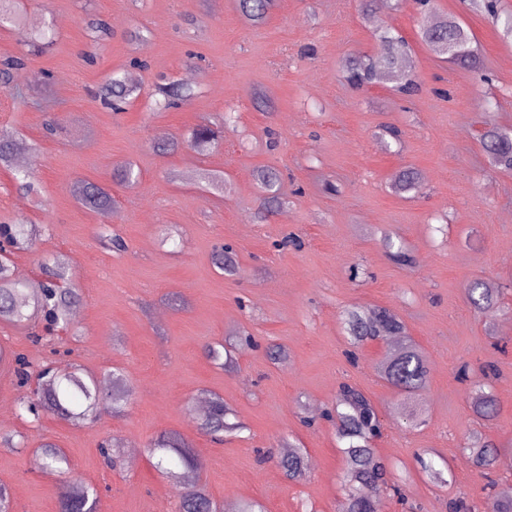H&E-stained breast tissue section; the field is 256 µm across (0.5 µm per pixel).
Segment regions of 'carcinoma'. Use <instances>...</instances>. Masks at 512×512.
Masks as SVG:
<instances>
[{
	"label": "carcinoma",
	"mask_w": 512,
	"mask_h": 512,
	"mask_svg": "<svg viewBox=\"0 0 512 512\" xmlns=\"http://www.w3.org/2000/svg\"><path fill=\"white\" fill-rule=\"evenodd\" d=\"M11 0H0V25L11 23L17 33L28 39V33L10 7ZM274 0H237L242 15L254 24L264 21ZM420 39L436 53L443 54V47L454 45V53L446 56L448 62L470 67L476 63L471 44L473 35L468 27L453 17H444L431 25L420 28ZM382 52L377 57L362 56L347 65L346 81L355 88H363L382 80L392 83L395 90L406 97L418 94L420 87L415 80L409 61L411 48L400 34L385 29L380 32ZM25 67L24 60L9 57L0 62V83L7 87L18 81ZM162 100L155 102L159 109L181 106L193 98L197 91L186 84L172 83L158 87ZM140 95V89L130 85L123 77L112 75L102 85L98 98L102 105L114 112L124 109L131 97ZM484 151L500 169L512 171V131L494 123L480 135ZM117 182L132 187L139 182V175L127 163H120L113 172ZM257 180L261 191L258 218L267 220L269 215L288 204L277 173L271 168L258 170ZM421 188L417 171L407 169L395 181L393 190L402 195ZM74 196L91 210L106 212L112 207V190L95 182L80 181L73 188ZM0 235L18 250H29L36 238L26 224H0ZM384 246L389 255L401 265L412 263L410 254L401 246L394 245L388 237ZM215 266L227 275L238 273V265L229 249L218 250L213 256ZM47 279L39 292L30 294L26 284L14 275L6 254L0 253V320L22 323L33 315H42L51 325L70 328L69 318L77 298L75 289L67 283V266L57 257H47L42 263ZM501 288H492L482 280L470 282L466 288L467 300L480 313L499 303ZM343 327L350 343L361 346L367 342L399 337V343L388 350L380 367V377L399 395L408 398L420 390L427 381L428 367L423 351L406 336L404 323L391 310L384 307H353L343 318ZM16 378L19 386L30 387L29 392L17 403L18 416L25 420L40 419V412L48 410L61 419L85 418L105 404L114 412L127 403L130 396L122 375L112 371L103 376L84 375L77 371L64 372L42 366L31 373L30 363L23 356L15 357ZM471 405L475 413L489 418L494 414L496 399L485 384L476 380L471 389ZM232 410L224 399L214 396L200 423L203 433L219 438L225 433L244 429V424L231 420ZM379 412L371 399L354 384L344 382L336 400V432L344 441L340 448L343 462L345 497L338 512H383L382 495L389 492L401 496V489L391 481L387 462L376 453L373 439L381 433ZM473 464L481 471L490 469L496 461L497 449L479 436L469 439L467 445ZM43 467L47 471L62 472L67 465L65 453L52 443L39 448ZM154 466L171 479L181 481L188 471L199 468V462L190 446L177 433L158 436L148 448ZM279 467L291 481L305 477V451L292 449L279 461ZM97 490L87 485L82 490H65L60 496L61 512H97ZM178 512H219L205 485L198 482L186 488L179 500Z\"/></svg>",
	"instance_id": "carcinoma-1"
}]
</instances>
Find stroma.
<instances>
[{"mask_svg": "<svg viewBox=\"0 0 512 512\" xmlns=\"http://www.w3.org/2000/svg\"><path fill=\"white\" fill-rule=\"evenodd\" d=\"M28 29L52 27L53 44L31 52L15 31L0 28V59L24 58L23 96L0 89V131L22 148L36 190L18 191L0 168V222L35 226L38 252H15V275L32 285L38 259H65L80 290L64 337L44 320L0 321V348L32 366L53 350L82 368L123 373L132 396L120 414L102 409L92 421L42 414L20 420L25 390L0 361V485L14 512H58L63 486L91 485L98 512H175L181 483L156 471L147 446L174 431L201 462L200 479L219 504L253 499L266 512H338L344 498L342 457L332 423L323 419L341 383L363 389L384 416L374 446L403 492L384 512H450L458 498L485 512L512 487V172L489 164L480 134L489 120L512 127V37L470 0H435L420 14L414 0H391L366 23L361 0H277L255 25L237 0H20ZM475 36L480 68L444 62L420 37L443 17ZM92 19L108 35L92 33ZM391 28L413 50L420 92L410 98L390 84L361 90L343 71L355 56L378 55L377 32ZM141 30L142 37L128 34ZM135 78L141 94L124 111L104 108L95 92L111 73ZM178 81L197 90L181 107L150 111L157 85ZM269 95L256 110L255 91ZM235 123L225 127L224 110ZM218 130L217 144H188L199 124ZM390 123L400 143L386 145ZM129 161L138 185L111 182L114 164ZM278 170L289 203L258 222V168ZM416 169L423 192L408 198L392 185ZM223 175L211 188L186 172ZM111 183L117 220L77 203L74 182ZM333 183L327 192L325 183ZM110 225L126 248L103 247ZM403 242L412 263L387 254L384 236ZM235 252L239 273L222 274L216 247ZM504 287L500 306L475 313L465 289L473 279ZM352 306L386 307L424 350L428 381L404 399L377 375L385 348L369 342L349 361L341 314ZM222 342L235 364L222 369L204 347ZM287 358L273 363L269 345ZM494 366L496 412L473 413L471 386L460 367L480 375ZM223 397L245 429L213 442L193 407L201 394ZM479 431L498 447L490 473L472 464L465 442ZM25 435L22 450L5 436ZM116 440L136 450L108 466L100 447ZM53 442L68 459L66 474L38 465V447ZM306 451L307 474L293 482L278 466L286 447ZM447 473L431 482L421 460Z\"/></svg>", "mask_w": 512, "mask_h": 512, "instance_id": "obj_1", "label": "stroma"}]
</instances>
